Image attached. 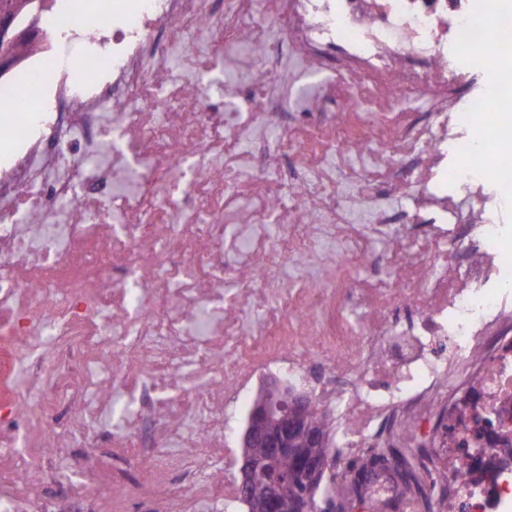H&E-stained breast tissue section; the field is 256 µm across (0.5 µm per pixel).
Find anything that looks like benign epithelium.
<instances>
[{"mask_svg": "<svg viewBox=\"0 0 512 512\" xmlns=\"http://www.w3.org/2000/svg\"><path fill=\"white\" fill-rule=\"evenodd\" d=\"M281 395L277 382L265 383L261 390V399L252 406L242 435V461L239 468L240 500L250 512H314L317 509L312 499L327 471L329 454L308 455L302 449L294 448L296 440H302L311 448H324L327 435L310 425L307 415L312 406L308 395H291L290 406L283 415L272 419L270 407ZM269 448V455L278 456L296 451L300 455V466L307 483L305 494L300 501H286L279 491V474L269 470L265 462L257 458L251 449L256 446Z\"/></svg>", "mask_w": 512, "mask_h": 512, "instance_id": "obj_1", "label": "benign epithelium"}]
</instances>
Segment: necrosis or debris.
I'll use <instances>...</instances> for the list:
<instances>
[{"label": "necrosis or debris", "instance_id": "obj_1", "mask_svg": "<svg viewBox=\"0 0 512 512\" xmlns=\"http://www.w3.org/2000/svg\"><path fill=\"white\" fill-rule=\"evenodd\" d=\"M511 55L512 0H135L119 25L52 0L0 78V512L231 506L269 377L334 416L330 476L406 448L418 487L392 459L374 496L501 512L512 121L482 87Z\"/></svg>", "mask_w": 512, "mask_h": 512}]
</instances>
